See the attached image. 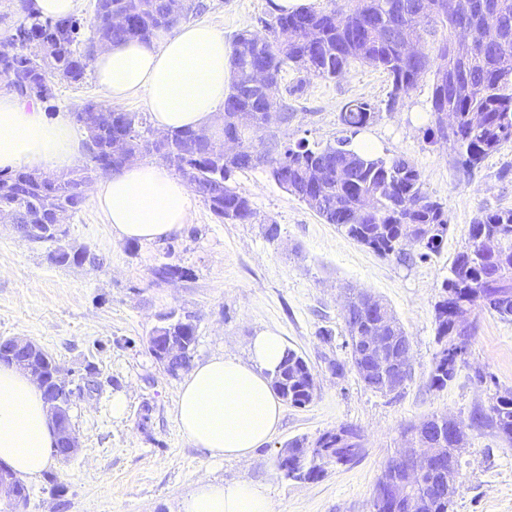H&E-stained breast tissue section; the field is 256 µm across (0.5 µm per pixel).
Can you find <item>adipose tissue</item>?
Masks as SVG:
<instances>
[{"mask_svg":"<svg viewBox=\"0 0 512 512\" xmlns=\"http://www.w3.org/2000/svg\"><path fill=\"white\" fill-rule=\"evenodd\" d=\"M231 49L204 24H182L150 40L131 39L99 52L91 63L111 106L145 90L154 126L168 132L212 126L228 91ZM84 147L67 116L47 118L33 103L0 89V172L28 167L63 171ZM117 238L161 241L178 235L196 199L166 166L138 162L102 177L90 191ZM288 351L282 336L263 331L248 344L247 359L218 355L186 375L176 419L195 447L216 460L248 459L277 432L282 403L271 378ZM55 436L33 379L0 365V463L34 478L50 463ZM181 512H281L265 488L198 480Z\"/></svg>","mask_w":512,"mask_h":512,"instance_id":"obj_1","label":"adipose tissue"}]
</instances>
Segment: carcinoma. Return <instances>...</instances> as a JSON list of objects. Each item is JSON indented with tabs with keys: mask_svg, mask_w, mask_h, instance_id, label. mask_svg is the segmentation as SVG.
I'll return each instance as SVG.
<instances>
[{
	"mask_svg": "<svg viewBox=\"0 0 512 512\" xmlns=\"http://www.w3.org/2000/svg\"><path fill=\"white\" fill-rule=\"evenodd\" d=\"M485 13L473 14L470 38L480 40V32L493 25L505 42L495 43L462 60L454 55V44L462 20L434 7L424 15L418 13V0H323L294 11L275 8L270 18L259 19L262 30L242 29L234 35L228 92L224 100V131L237 133L247 142L246 152L217 162L209 156L204 140L194 129L168 134L177 148L174 159L151 141L152 129L147 119L137 117L126 135L147 157L159 161L187 180L202 196L211 213L227 224H250L256 212L246 192L236 185L235 175L263 167L278 185L302 181L311 167L329 171L325 183L318 188V202L304 204L326 224H334L347 237L380 255H403L402 244L413 224L438 225L440 233L424 240L419 257L439 251L443 234L448 229V214L441 202L429 195L422 172L404 156H380L369 150L353 147V137L373 119L375 111L359 99L348 102L340 115L347 136L325 145H309L298 140L283 147V154L272 155L265 141H275V133L265 126L270 112L282 114L288 121L292 113L282 98L281 74L291 68L306 76L336 80L354 64L385 71L391 89L385 109L394 112L419 81L431 77L429 100L430 121L424 131L426 140L442 143L452 151L462 167L472 169L489 155L512 144V0H483ZM166 0H97L90 22L91 36L80 40L81 24L77 18L41 19L34 14L21 22L9 39L12 53L0 54V76L7 87L21 98L44 99L52 95L50 78L70 83L82 81L92 61L87 52L89 43L106 40L111 44L131 38L149 39L174 30L183 21L201 13L204 4H191V12L180 19L166 12ZM125 14L137 20L135 31L112 27V15ZM406 34L423 48L417 60L403 55L400 34ZM34 38L53 49L54 70L46 72L36 56L23 46ZM261 64L267 73L266 83L249 82L250 71ZM110 108L102 103L88 102L77 112L80 125L94 120L99 112ZM248 112L253 125L237 129L235 116ZM451 112L456 126L447 135L440 126L439 114ZM29 169L0 174V208L13 211L15 223L29 229L37 243L54 242L49 233L52 215L57 209L75 213L83 206V187L97 165L73 172L64 181L43 173L44 182L33 186L26 180ZM365 197L373 199V211L361 210ZM494 238L497 252L487 253L472 242L455 256L451 277L445 283V296L436 304V336L440 350L434 357L429 385L441 389L456 374L457 353L448 347V337L460 332L450 320L449 309L463 303L468 309H480L502 320H512V294L506 296L493 285L497 278L512 280V209L485 210L471 224L469 238L479 235ZM346 334L354 326L366 328V310L361 308L360 295L352 296L349 310L343 312ZM165 323L174 336L196 337L197 326L182 323V317L166 315ZM276 375L281 383L277 394L288 393V404L304 407L315 394L311 390L314 376L304 358L295 351L287 352ZM441 415H431L403 429L408 439L423 445L438 436ZM462 430L489 427L499 436L512 441V389H495L488 408L476 409L470 422L458 421ZM354 427L341 424L309 438H297L288 447L300 443L311 445V468L306 474L283 472L287 479L315 480L324 477L329 466L346 463L358 444L351 440ZM444 449V475L426 474L414 478L410 498L396 503L371 500V512H410V501L418 495L431 500V512H449L448 494L437 485L448 476L459 473L451 450L450 439L437 444Z\"/></svg>",
	"mask_w": 512,
	"mask_h": 512,
	"instance_id": "cac0c4a2",
	"label": "carcinoma"
}]
</instances>
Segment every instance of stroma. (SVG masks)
<instances>
[{"label":"stroma","instance_id":"1","mask_svg":"<svg viewBox=\"0 0 512 512\" xmlns=\"http://www.w3.org/2000/svg\"><path fill=\"white\" fill-rule=\"evenodd\" d=\"M195 20L223 32L225 40L258 18L270 0H203ZM281 87L292 117L277 131L279 142L326 144L342 131L340 112L361 98L377 112L357 143L381 155H402L418 166L425 188L443 203L448 230L439 252L420 257L381 256L348 238L336 225L287 194L265 169L237 173L257 220L224 224L197 201L183 232L160 243L120 240L92 201L73 214L63 243L87 253L80 265H60L51 243L24 241L13 225L0 224V337H25L47 350L72 391L70 416L79 448L54 458L27 481L20 512H179L202 478L224 484L247 481L265 487L283 512H370L373 487L386 459L400 448V432L433 414L469 420L488 407L492 375L512 388V321L471 311L473 328L455 378L431 388L429 371L440 346L435 305L456 254L468 244L473 221L487 209L512 208V146L464 171L441 143H428L431 82L422 79L395 112L384 111L390 78L383 70L352 65L340 80L285 73ZM93 75L80 83L56 82L40 109L48 118L74 115L98 100ZM279 226L268 239L267 223ZM186 269L183 278L157 279V268ZM368 291L392 310L411 341L412 378L396 394L366 388L348 362L343 297ZM194 319L193 361L224 353L246 357L252 336L272 330L312 369L318 390L305 407L284 405L277 433L249 460L215 461L181 433L175 409L181 376L168 374L147 340L167 313ZM331 331L323 340L322 331ZM346 363L336 377L326 362ZM97 391H88L87 375ZM124 396L122 416L112 399ZM341 424L358 429L365 451L351 466L315 481L284 478L274 466L280 448L297 437H316ZM460 487L450 512H512V442L494 430H468L459 457Z\"/></svg>","mask_w":512,"mask_h":512}]
</instances>
